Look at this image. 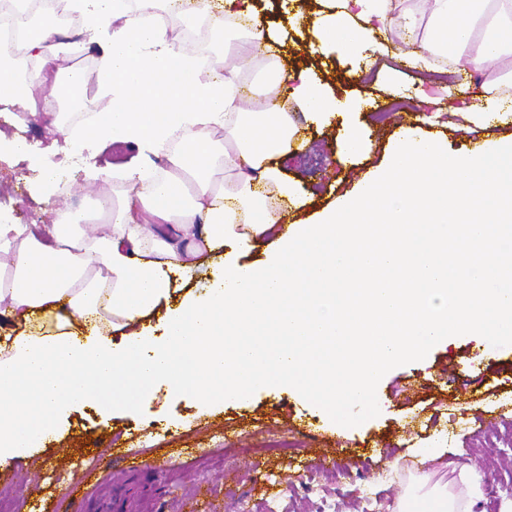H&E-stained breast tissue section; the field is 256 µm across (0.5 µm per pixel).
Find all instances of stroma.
<instances>
[{
  "mask_svg": "<svg viewBox=\"0 0 512 512\" xmlns=\"http://www.w3.org/2000/svg\"><path fill=\"white\" fill-rule=\"evenodd\" d=\"M272 2L269 18L298 71L351 105L349 117L368 142L361 156H346L338 138L340 120L310 123L285 100L305 139L302 149L279 160L301 195L290 223L315 222L366 174L386 170L401 130L388 112L394 101L417 107L410 128L453 152L512 138V123L475 125L462 111L475 94L496 98L511 92L512 84L502 77L512 73V64L480 85L462 62L451 68L453 83L439 85L401 62L411 46L395 26L390 56L364 68L332 48L312 52V31L294 26L281 0ZM234 36L230 28L221 36L209 34L205 45L191 50L239 66L253 89L241 108L261 111L260 89L271 60L261 54L253 62L238 61ZM68 129L63 119L54 125L41 118L18 123L0 106V131L34 149L29 161L0 162V217L12 224H72L99 199L134 201V191L120 179H88L77 163L67 189L48 205L31 204L36 168L53 161L43 148L63 141ZM377 400L372 414H356L346 425L330 421L308 397L280 387L206 412L195 399L163 390L131 411L108 416L87 405L67 413L32 448L35 465H0V496L18 500L20 512H56L63 484L80 473L84 479L76 498L82 512H240L224 495L229 487L247 498L250 512H409L414 502L463 491L464 468L477 480L474 512H512V494L501 488L512 476V339L490 346L476 336L437 342L424 357L385 370ZM488 410L495 419L484 427L480 421ZM283 437L290 448L268 450V443ZM324 448L335 449L332 464L320 463ZM133 452L157 458L159 469H132ZM205 452L215 455L216 464L189 468V461ZM290 457L302 462L294 476L281 466ZM228 470L236 471V480L225 479ZM306 482L313 493L304 492Z\"/></svg>",
  "mask_w": 512,
  "mask_h": 512,
  "instance_id": "35a3bbf8",
  "label": "stroma"
}]
</instances>
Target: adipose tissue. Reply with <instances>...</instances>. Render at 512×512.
<instances>
[{"label": "adipose tissue", "instance_id": "adipose-tissue-1", "mask_svg": "<svg viewBox=\"0 0 512 512\" xmlns=\"http://www.w3.org/2000/svg\"><path fill=\"white\" fill-rule=\"evenodd\" d=\"M57 2L99 45L95 94L110 101L66 143L75 156L100 143L138 145L142 160L118 175L139 204L111 207L95 236L77 224L0 221V319L26 326L0 341V462L25 458L76 407L128 410L161 384L205 409L287 386L347 423L373 412L383 370L434 342L512 335V140L458 155L402 135L384 173L282 235L284 210L300 200L273 160L298 140L277 104L290 95L315 122L342 115V104L281 64L262 88L275 109L239 111V70L201 69L171 24L204 16L216 34L239 31L238 56H280L260 10L249 0ZM395 12L416 45L411 69L466 49L482 77L512 54V0H342L310 23L319 46L374 62ZM53 35L44 25L0 50L1 105L38 115L20 75L29 64L56 99L84 88L79 71L60 67ZM162 151L169 167L158 179L147 158ZM268 233L280 246L266 264L232 258ZM207 255L218 260L211 286L167 306ZM70 315L93 334L44 333L45 320ZM154 316L164 337L143 331Z\"/></svg>", "mask_w": 512, "mask_h": 512}]
</instances>
